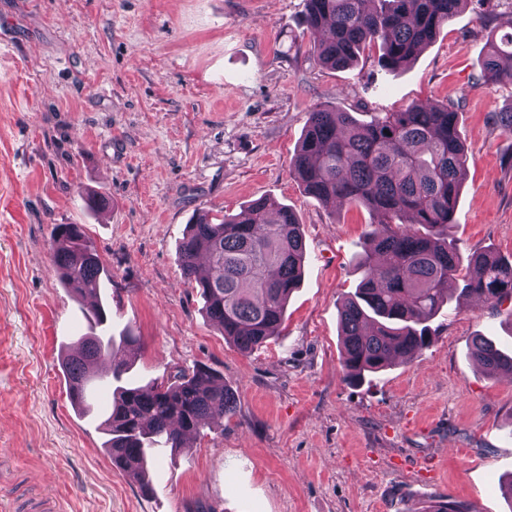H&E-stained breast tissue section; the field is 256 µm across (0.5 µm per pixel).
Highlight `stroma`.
Wrapping results in <instances>:
<instances>
[{"instance_id": "1", "label": "stroma", "mask_w": 512, "mask_h": 512, "mask_svg": "<svg viewBox=\"0 0 512 512\" xmlns=\"http://www.w3.org/2000/svg\"><path fill=\"white\" fill-rule=\"evenodd\" d=\"M317 39L305 0H0V494L48 489L60 512H512V378L470 353L476 335L512 349V303L454 299L429 348L349 382L339 309L375 217L323 207L290 171L316 104L457 105L469 163L450 235L461 255L512 259V135L496 123L512 84L483 85L469 7L395 71L373 52L325 69ZM88 189L109 207L87 209ZM257 199L296 213L306 264L276 336L243 353L206 317L179 243L202 212ZM57 224L84 225L112 332L139 338L129 379L203 364L235 391L184 448L150 450L152 494L102 448L111 389L91 382V414L69 403L61 356L88 302L52 265Z\"/></svg>"}]
</instances>
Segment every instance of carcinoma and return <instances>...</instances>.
Here are the masks:
<instances>
[{"instance_id": "obj_1", "label": "carcinoma", "mask_w": 512, "mask_h": 512, "mask_svg": "<svg viewBox=\"0 0 512 512\" xmlns=\"http://www.w3.org/2000/svg\"><path fill=\"white\" fill-rule=\"evenodd\" d=\"M469 0H306L309 29L327 31L314 46L332 70L353 66L361 53H378L397 70L434 41ZM489 28L481 62L486 85L512 83V0H474ZM468 165L458 110L414 102L398 112H378L367 123L349 112L317 104L291 160L304 190L326 207L344 199L381 216L368 225L359 257L362 279L340 307V361L352 382L431 343L430 322L455 294H476L492 308L512 300V260L491 252L463 259L449 229ZM184 277L195 281L208 318L238 350L261 346L284 318L298 287L306 247L295 213L262 199L217 222L207 215L188 225L180 243ZM52 261L65 287L81 297L96 293L102 265L83 225L56 224ZM99 332L82 337L61 361L68 388L85 390L90 368L114 356L106 309L90 306ZM472 355L491 373L512 378V355L492 340L473 339ZM128 361L112 363V409L103 421L106 449L127 459L128 478L150 492L144 459L157 443L184 447L217 413H230L235 392L208 367L180 372L167 385L140 387L123 379Z\"/></svg>"}]
</instances>
